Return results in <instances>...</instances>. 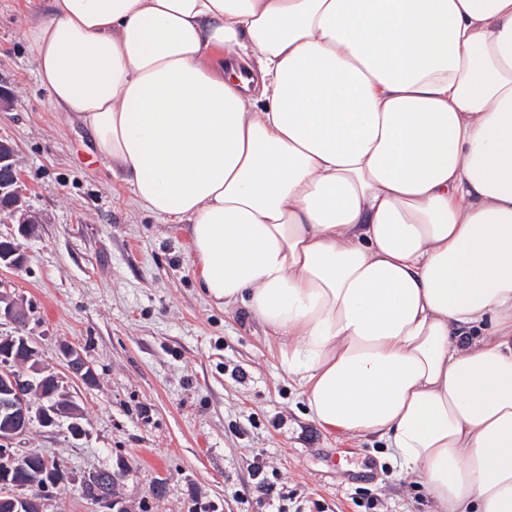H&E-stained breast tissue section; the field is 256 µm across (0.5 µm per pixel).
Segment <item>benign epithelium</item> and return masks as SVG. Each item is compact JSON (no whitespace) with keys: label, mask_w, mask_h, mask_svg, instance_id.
I'll list each match as a JSON object with an SVG mask.
<instances>
[{"label":"benign epithelium","mask_w":512,"mask_h":512,"mask_svg":"<svg viewBox=\"0 0 512 512\" xmlns=\"http://www.w3.org/2000/svg\"><path fill=\"white\" fill-rule=\"evenodd\" d=\"M14 156L12 145L0 144V201L17 194ZM7 241L11 250L0 255V266L17 268L23 255L14 239ZM2 318L21 328L26 311L21 302L0 292ZM6 339L7 348L0 351V409L10 416V422L0 428V512H48L54 493L63 492L72 481L68 474L48 465L42 454L16 451L14 441L25 436L36 422L44 428L53 427L60 415L71 420L72 436L80 439L86 435L83 413L58 376L41 366L32 337L18 331ZM58 351L74 376L88 386L95 384V369L79 348L63 342ZM114 481L112 471L95 470L84 476L77 491L98 506L94 512H125L118 507Z\"/></svg>","instance_id":"1"}]
</instances>
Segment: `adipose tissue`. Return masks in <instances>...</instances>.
<instances>
[{
    "label": "adipose tissue",
    "mask_w": 512,
    "mask_h": 512,
    "mask_svg": "<svg viewBox=\"0 0 512 512\" xmlns=\"http://www.w3.org/2000/svg\"><path fill=\"white\" fill-rule=\"evenodd\" d=\"M29 47L321 428L512 512V0H50Z\"/></svg>",
    "instance_id": "1"
}]
</instances>
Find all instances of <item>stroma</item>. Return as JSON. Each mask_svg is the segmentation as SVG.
<instances>
[{
  "label": "stroma",
  "mask_w": 512,
  "mask_h": 512,
  "mask_svg": "<svg viewBox=\"0 0 512 512\" xmlns=\"http://www.w3.org/2000/svg\"><path fill=\"white\" fill-rule=\"evenodd\" d=\"M47 0H0V141L15 149L33 219L16 236L20 269L0 293L23 300L42 365L63 372L59 343L97 374L69 378L87 430L32 428L17 444L81 478L109 469L125 512H436L424 483L399 473L383 440L323 431L280 363L285 339L198 286L187 224L137 208L100 160L90 131L53 111L28 49ZM262 453L269 500L250 464Z\"/></svg>",
  "instance_id": "35a3bbf8"
}]
</instances>
